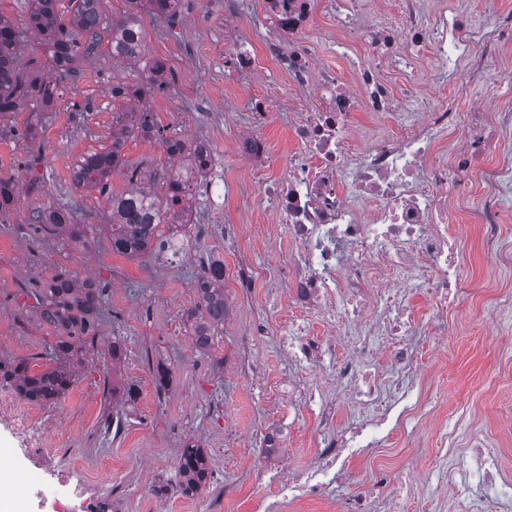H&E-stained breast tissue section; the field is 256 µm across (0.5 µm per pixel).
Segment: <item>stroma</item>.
<instances>
[{"mask_svg": "<svg viewBox=\"0 0 512 512\" xmlns=\"http://www.w3.org/2000/svg\"><path fill=\"white\" fill-rule=\"evenodd\" d=\"M232 23L224 21V0H190L175 25L142 17L149 54L162 60L168 86L148 98L154 119L166 132L187 142L208 140L213 148L211 178L220 181L221 197L198 195L195 222L175 260L130 259L113 253L105 234L77 252L61 237L29 226L33 212L50 205L72 209L80 224L99 223L106 198L77 191L71 167L85 153L108 145L112 114L124 107L113 97L112 80L130 75L129 66L109 52L79 59L77 75L59 82L52 111L24 110L0 121V174L19 188L15 209L0 220V360L23 359L30 373L43 371L44 352L54 341L25 306L24 290L50 278L65 265L106 287L97 338L87 349L70 391L56 404L32 405L33 428L46 431L54 452L43 465L65 464L78 480L111 482L114 512H254L258 498L280 502V512H322L319 504L283 502L271 473L300 474L313 467V437L318 420L298 419L288 395L291 366L275 334L292 317L284 268L285 234H271V215L258 207L255 178L237 154L233 130L252 96L287 92L288 80L263 62L250 82L224 80V58L217 47L231 29L260 47L267 35L261 0H240ZM35 125V142L22 137ZM127 170L144 180H162L171 163L161 142L131 139L122 150ZM512 244V193L503 221L462 229L460 260L472 290L448 315V346L439 348L428 335L418 336L424 364L423 384L430 401L441 402L458 441L481 436L503 451L502 469L512 478V359L506 356L505 332H512V307L500 297L512 295V260L488 251V237ZM224 261L228 313L210 353L198 351L183 324L197 302L196 275L208 257ZM260 268L262 277L248 293L237 286L242 266ZM270 329L266 338L247 346L257 321ZM122 338L125 358L121 381L136 398L113 402L104 383L111 367L107 345ZM169 371L157 386L158 367ZM282 433L277 453L258 442L260 432ZM200 444L211 472L198 495H182L176 470L186 442ZM18 442L0 425V464L11 474L0 482V502L13 512H44L39 497H19L16 485L30 464ZM420 458L425 469L444 468L435 437L394 435L380 461L397 465ZM166 495H155L156 486Z\"/></svg>", "mask_w": 512, "mask_h": 512, "instance_id": "1", "label": "stroma"}]
</instances>
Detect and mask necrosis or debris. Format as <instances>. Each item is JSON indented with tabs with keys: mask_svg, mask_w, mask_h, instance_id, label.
Here are the masks:
<instances>
[{
	"mask_svg": "<svg viewBox=\"0 0 512 512\" xmlns=\"http://www.w3.org/2000/svg\"><path fill=\"white\" fill-rule=\"evenodd\" d=\"M269 30L261 50L236 45L224 51V74L238 81L254 74L266 57L288 78L289 96L259 94L251 100L248 132L238 134V155L258 178L257 202L292 243L285 286L296 315L278 341L294 366L290 386L304 411H325L341 402L350 415L344 428L321 426L317 463L287 488L298 497L325 495L364 448H384L393 433L412 437L433 432L440 449L452 434L439 405L415 391L420 372L413 342L418 329L415 295H425L438 342L448 336V312L469 289L455 253L456 216L469 207L478 224H497L501 189L512 184V164L499 162L512 150V97L495 106L472 101L470 89L489 80L512 43V10L489 9L483 23L460 11L456 0H436L422 12L420 0H393L386 17L363 21L348 0H263ZM336 32L335 52L345 60L373 56L346 81L328 66L308 38L321 17ZM430 58L435 81L456 74L452 98L419 111L412 98L396 97L391 75L415 85L419 63ZM467 102L458 108L457 99ZM290 112L294 149L287 172L265 174L274 163L262 130L278 112ZM397 118L395 134L353 148L356 113ZM484 185L471 198V177ZM328 325L313 336L308 318ZM5 422L31 456L46 455L45 439L31 428L27 407L0 399ZM466 464L452 480V496L437 499V512L456 501L474 512H512V480L505 479L499 449L475 437L463 451ZM432 476H419L415 459L379 465L362 488L344 500V512H408ZM21 495H35L48 512H103L98 489L58 474L47 480L28 473Z\"/></svg>",
	"mask_w": 512,
	"mask_h": 512,
	"instance_id": "4bbe7bcc",
	"label": "necrosis or debris"
}]
</instances>
